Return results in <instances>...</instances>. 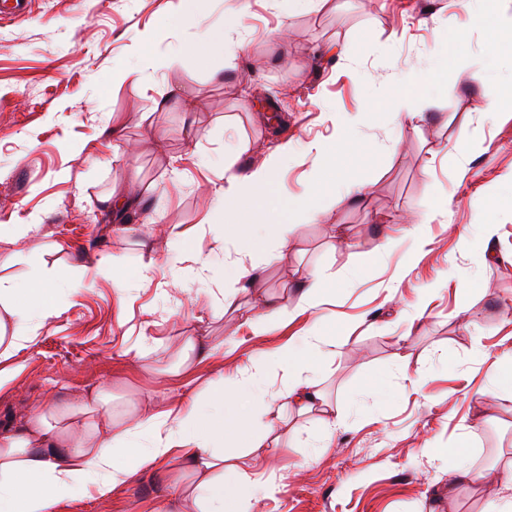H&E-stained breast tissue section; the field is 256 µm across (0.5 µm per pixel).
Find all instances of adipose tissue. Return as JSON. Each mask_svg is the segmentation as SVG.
Instances as JSON below:
<instances>
[{"instance_id": "obj_1", "label": "adipose tissue", "mask_w": 512, "mask_h": 512, "mask_svg": "<svg viewBox=\"0 0 512 512\" xmlns=\"http://www.w3.org/2000/svg\"><path fill=\"white\" fill-rule=\"evenodd\" d=\"M464 6L475 21L495 30L490 52L512 54V17L493 14L488 0H464ZM356 147L353 137H340L329 145L306 144L304 152L317 191L313 200L295 206L288 222L244 224L233 217L243 199L261 195L271 186L279 164L277 154H268L262 164L246 173L226 175L225 186L214 201L215 214L224 218L225 234L247 241L259 232L271 233L278 256H285L295 224L316 220L334 205L366 201L362 181L348 178L337 183L330 168L332 159ZM59 312L52 289L38 282L22 287L0 277V384L12 372L15 355L33 345L44 322ZM328 342L319 333L301 345L256 359L208 406L192 402L179 407L173 416L147 407L132 415H116L108 388L57 401L47 411L27 416L10 432L0 434V512H49L53 504L87 488L105 497L139 472L167 467L175 468L183 479L178 498L191 501L194 512H240L239 486L265 492L273 488L275 476L252 460L225 464L222 442L231 436L248 448L273 443L274 430L284 419V407L274 405L270 398L273 374L288 376L283 393L287 405L303 413H319L327 424L329 432L318 439V450L332 447L331 430L340 419L312 376L315 358ZM243 395L266 417L263 432H252L233 415Z\"/></svg>"}]
</instances>
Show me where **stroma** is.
<instances>
[{
	"label": "stroma",
	"instance_id": "stroma-1",
	"mask_svg": "<svg viewBox=\"0 0 512 512\" xmlns=\"http://www.w3.org/2000/svg\"><path fill=\"white\" fill-rule=\"evenodd\" d=\"M34 0L29 16L0 21V224L40 214L34 239L0 248V277L27 284L49 275L61 312L21 350L0 388V430L39 404L112 389L123 413L164 412L188 399L208 404L251 359L282 350L314 325L335 338L314 371L342 420L329 454L311 440L318 415L288 411L279 445L262 449L276 472L269 495L243 493V512H486L512 497V394H496L493 368L512 366V105L481 112L512 77L492 55L484 27L458 0H322L304 12L289 0ZM182 55L169 68L140 64ZM224 34V52L200 46ZM143 44V43H142ZM133 69L112 81L118 66ZM485 76L471 81L473 72ZM407 98L418 117L398 126L391 108ZM361 113L363 160L342 158L337 176L359 175L368 206L341 204L297 225L294 252L275 258L255 239L247 263L261 292L289 313L262 336L242 327L251 295L230 279L193 280L168 291L169 267L118 301L97 264L133 274L143 241L174 232L209 252L198 226L224 185L269 146L285 145L271 194L256 203L291 218L313 193L309 141H334L341 113ZM489 148L471 154L466 139ZM133 189L137 211L102 209L112 190ZM493 207L492 236L475 229ZM433 213L429 244L408 261L409 239L389 247V217ZM135 225L132 234L113 233ZM323 276L316 310H295L300 274ZM237 309L213 306L218 289ZM210 351L178 366L186 337ZM466 442L475 481L457 482L448 453ZM177 476L134 475L109 497L78 494L51 512H168Z\"/></svg>",
	"mask_w": 512,
	"mask_h": 512
}]
</instances>
